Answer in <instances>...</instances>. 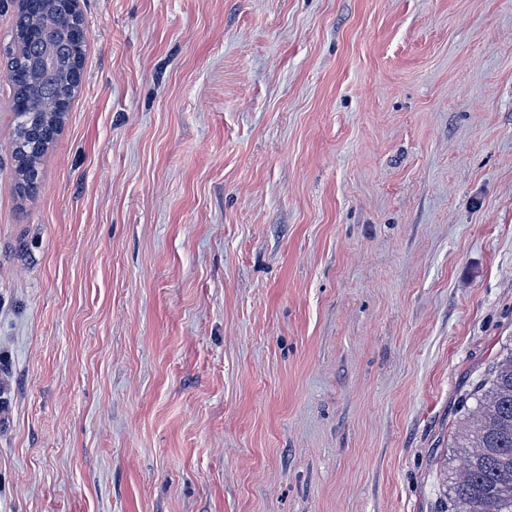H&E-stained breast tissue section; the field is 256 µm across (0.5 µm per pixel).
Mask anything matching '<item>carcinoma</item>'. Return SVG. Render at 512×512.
Instances as JSON below:
<instances>
[{"instance_id": "obj_1", "label": "carcinoma", "mask_w": 512, "mask_h": 512, "mask_svg": "<svg viewBox=\"0 0 512 512\" xmlns=\"http://www.w3.org/2000/svg\"><path fill=\"white\" fill-rule=\"evenodd\" d=\"M52 11L51 4L43 15L18 10L7 52L9 108L15 122L11 157L15 179L27 190L34 188L39 166L64 124L43 102L75 96L77 87L65 86V77L74 56H85L86 38L76 46L60 34L58 66L42 75L38 96H33L19 72L41 56L43 43L32 39L30 31L49 21ZM470 399L475 405L462 415L456 441L464 451L462 467L437 512H512V347L476 383Z\"/></svg>"}]
</instances>
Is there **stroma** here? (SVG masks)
Returning a JSON list of instances; mask_svg holds the SVG:
<instances>
[{
  "instance_id": "obj_1",
  "label": "stroma",
  "mask_w": 512,
  "mask_h": 512,
  "mask_svg": "<svg viewBox=\"0 0 512 512\" xmlns=\"http://www.w3.org/2000/svg\"><path fill=\"white\" fill-rule=\"evenodd\" d=\"M32 192L0 9V512H435L512 346V0H79Z\"/></svg>"
}]
</instances>
